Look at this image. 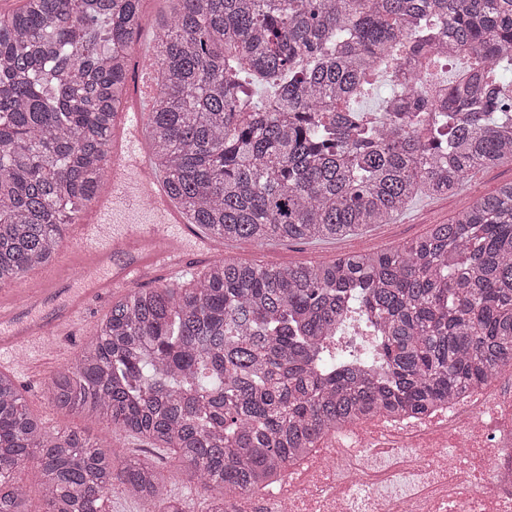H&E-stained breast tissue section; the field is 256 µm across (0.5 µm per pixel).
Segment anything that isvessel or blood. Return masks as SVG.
Wrapping results in <instances>:
<instances>
[{
	"label": "vessel or blood",
	"instance_id": "1",
	"mask_svg": "<svg viewBox=\"0 0 512 512\" xmlns=\"http://www.w3.org/2000/svg\"><path fill=\"white\" fill-rule=\"evenodd\" d=\"M124 144L112 156V192L93 207L113 225L112 242L60 262L37 282L0 290V355L50 344L83 320L92 301H106L163 274L184 270L186 252L208 247L201 235L184 236L161 177L151 174L140 150L141 109L123 113Z\"/></svg>",
	"mask_w": 512,
	"mask_h": 512
}]
</instances>
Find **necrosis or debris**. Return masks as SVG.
Returning <instances> with one entry per match:
<instances>
[{
  "label": "necrosis or debris",
  "instance_id": "1",
  "mask_svg": "<svg viewBox=\"0 0 512 512\" xmlns=\"http://www.w3.org/2000/svg\"><path fill=\"white\" fill-rule=\"evenodd\" d=\"M243 503L263 512H512V362L434 413L379 415L323 437Z\"/></svg>",
  "mask_w": 512,
  "mask_h": 512
}]
</instances>
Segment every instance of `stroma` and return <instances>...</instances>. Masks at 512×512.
<instances>
[{"label":"stroma","mask_w":512,"mask_h":512,"mask_svg":"<svg viewBox=\"0 0 512 512\" xmlns=\"http://www.w3.org/2000/svg\"><path fill=\"white\" fill-rule=\"evenodd\" d=\"M512 181V165H504L475 173L467 188L454 195L426 198L416 201L405 213L388 224H375L355 235L326 243L307 241H285L258 247L247 240L226 242L224 246H213L207 253L192 255L180 284H187L215 259L223 257L230 261H248L267 267H285L307 261L332 259L337 256L361 252L368 253L394 246L400 242L419 237L433 224L448 223L464 209L473 196L494 194L506 182ZM105 305H95L88 324L82 325L69 336L61 338L50 348L28 350L18 355L9 372L20 386L30 412L48 428L63 430L81 428L104 453L118 450L155 464L164 471L172 494L182 495L189 491L187 475L182 466L162 450L152 448L137 438L113 433L105 419L57 410L46 399L45 381L60 364L71 361L87 344L90 326L99 322L106 314Z\"/></svg>","instance_id":"stroma-1"}]
</instances>
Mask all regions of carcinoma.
<instances>
[{
	"mask_svg": "<svg viewBox=\"0 0 512 512\" xmlns=\"http://www.w3.org/2000/svg\"><path fill=\"white\" fill-rule=\"evenodd\" d=\"M157 24L150 164L188 223L221 240H338L419 197L512 163V0H168ZM141 0H24L0 14V284L54 264L104 185L127 101ZM477 78L404 95V56L446 45ZM384 71L373 129L350 103ZM262 87L265 96L255 98ZM355 314L376 366L336 355ZM512 357V181L380 252L285 268L214 261L186 286L133 288L46 384L51 404L173 451L192 498L157 467L52 431L0 373V512H105L122 487L154 512H228L346 423L425 415ZM25 482L28 489V497L25 504V509L28 512H41L44 510V503L42 500L39 473L36 468L31 464H27L25 471Z\"/></svg>",
	"mask_w": 512,
	"mask_h": 512,
	"instance_id": "cac0c4a2",
	"label": "carcinoma"
}]
</instances>
